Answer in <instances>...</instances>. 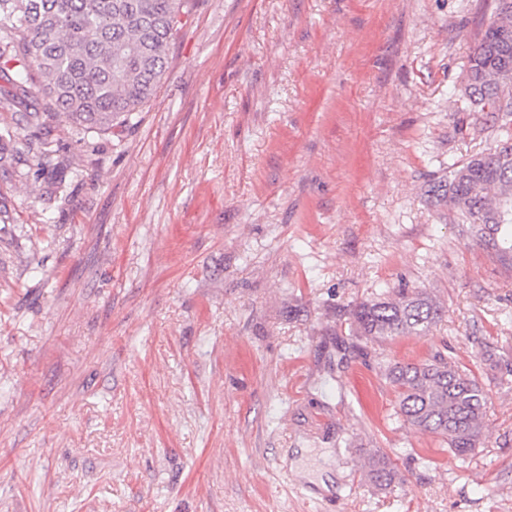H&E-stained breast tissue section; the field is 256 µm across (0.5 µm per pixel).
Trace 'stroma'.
Listing matches in <instances>:
<instances>
[{
    "label": "stroma",
    "mask_w": 512,
    "mask_h": 512,
    "mask_svg": "<svg viewBox=\"0 0 512 512\" xmlns=\"http://www.w3.org/2000/svg\"><path fill=\"white\" fill-rule=\"evenodd\" d=\"M493 7L189 0L103 135L29 127L47 97L0 75V512H512V272L428 195L498 139L462 97ZM394 288L441 321L356 344L351 305ZM437 352L488 391L465 458L382 374ZM367 467L370 481L381 489L394 483L398 475L389 459L378 452L370 454Z\"/></svg>",
    "instance_id": "obj_1"
}]
</instances>
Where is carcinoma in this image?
<instances>
[{
    "mask_svg": "<svg viewBox=\"0 0 512 512\" xmlns=\"http://www.w3.org/2000/svg\"><path fill=\"white\" fill-rule=\"evenodd\" d=\"M492 13L469 56L465 96L476 112L512 114V2ZM186 0H0V72L21 99L38 80L49 106L88 132L106 133L130 121L151 99L167 68V47ZM467 224L466 233L512 270V152L500 162L479 152L448 170L433 191ZM444 308L422 289L401 288L356 303L349 331L383 343L424 336ZM396 414L430 433L459 457L472 454L485 428L488 393L448 357L387 363ZM370 481L394 483L397 472L370 454Z\"/></svg>",
    "mask_w": 512,
    "mask_h": 512,
    "instance_id": "obj_1",
    "label": "carcinoma"
}]
</instances>
